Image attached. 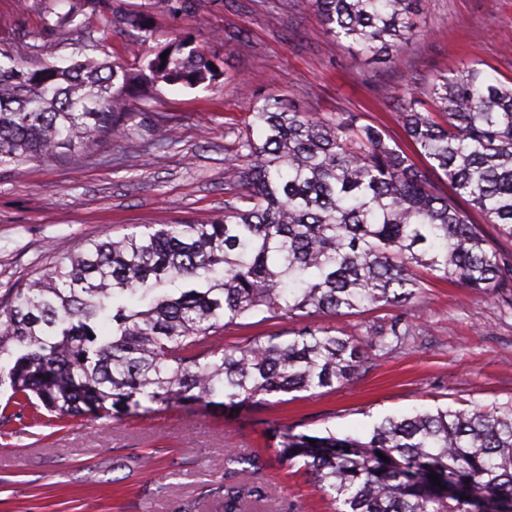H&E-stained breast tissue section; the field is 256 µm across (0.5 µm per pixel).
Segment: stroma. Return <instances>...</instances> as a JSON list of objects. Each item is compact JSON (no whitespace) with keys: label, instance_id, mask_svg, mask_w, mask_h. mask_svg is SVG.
Here are the masks:
<instances>
[{"label":"stroma","instance_id":"stroma-1","mask_svg":"<svg viewBox=\"0 0 512 512\" xmlns=\"http://www.w3.org/2000/svg\"><path fill=\"white\" fill-rule=\"evenodd\" d=\"M148 15L151 37L131 43V19ZM416 37L395 65L354 59L320 24L305 0H196L173 19L153 0H0V49L19 57L69 56L92 40L94 56L136 70L176 31L215 57L216 88L148 86L126 142L103 141L77 159L0 166V301L12 288L78 250L88 239L119 237L139 224H202L224 213V159L251 120L256 97L303 112H356L403 139L398 98L409 80L428 85L441 71L483 63L491 78L512 81V0H421ZM166 115L174 136L152 146V124ZM413 336L372 352L358 375L331 391L300 392L285 403L234 413L201 402L150 405L118 420L77 418L0 428V512H224L216 488L224 453L259 460L236 484L263 486L244 512H330L301 465L279 461L273 430L360 434L388 415L416 408L469 409L512 400V309L468 289L434 282L410 305ZM382 308L342 317L317 314L225 328L229 342L330 327L361 335L401 316Z\"/></svg>","mask_w":512,"mask_h":512}]
</instances>
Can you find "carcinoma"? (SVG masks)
I'll return each instance as SVG.
<instances>
[{"instance_id":"carcinoma-1","label":"carcinoma","mask_w":512,"mask_h":512,"mask_svg":"<svg viewBox=\"0 0 512 512\" xmlns=\"http://www.w3.org/2000/svg\"><path fill=\"white\" fill-rule=\"evenodd\" d=\"M358 55L395 64L419 0H307ZM172 16L190 0H157ZM137 73L82 45L69 62L0 58V165L78 157L130 125L144 81L197 87L221 75L204 46L175 34ZM417 164L353 112L253 105L224 167V217L154 224L89 239L0 303V423L49 413L113 418L142 403L203 401L227 411L349 382L370 351L411 335L394 318L361 336L329 328L222 345L224 328L372 305L406 307L428 279L512 308V256L470 221L512 238V81L469 64L400 104ZM442 172L448 196L432 179ZM315 440L311 444L308 439ZM277 456L302 463L332 512H512V403L385 416L361 435L273 432ZM388 461H383L379 454ZM435 473L436 486L429 478ZM224 512L248 490L222 485Z\"/></svg>"}]
</instances>
